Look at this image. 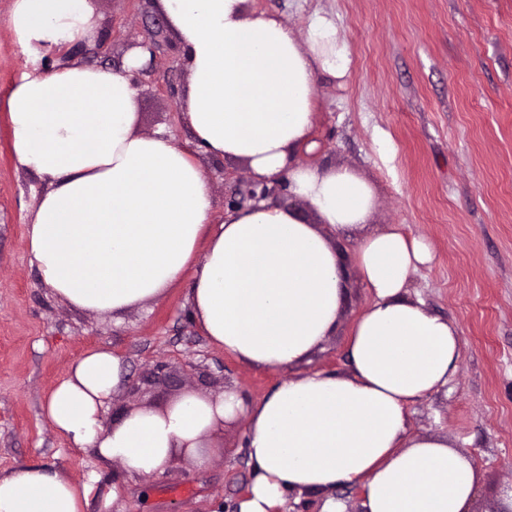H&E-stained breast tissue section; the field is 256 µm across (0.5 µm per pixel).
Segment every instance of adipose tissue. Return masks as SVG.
<instances>
[{
  "instance_id": "ef3b65f1",
  "label": "adipose tissue",
  "mask_w": 512,
  "mask_h": 512,
  "mask_svg": "<svg viewBox=\"0 0 512 512\" xmlns=\"http://www.w3.org/2000/svg\"><path fill=\"white\" fill-rule=\"evenodd\" d=\"M246 0H157L188 73L181 118L194 150L244 162L255 179L285 180L316 215L265 201L213 222L210 181L193 152L163 131H136L139 48L112 71L49 53L92 43L95 0H13L9 25L34 68L7 98L16 160L45 189L27 239L42 281L71 306L119 315L184 284L209 343L242 362L295 366L335 333L344 304L341 239L355 236V270L372 295L350 341V370L295 375L249 403L233 389L187 391L162 411L140 406L118 422L105 407L122 360L99 347L74 360L43 412L73 447L93 449L128 478L164 472L180 453L211 460L225 421L246 416L253 464L239 512H280L288 493L344 512L338 487L359 483L364 512H467L478 472L445 438L408 430L407 406L458 369L448 320L408 297L430 262L426 242L398 228L372 231V184L346 167L300 164L318 82L352 65L332 14L314 11L303 35ZM19 463L0 473V512H86L100 482Z\"/></svg>"
}]
</instances>
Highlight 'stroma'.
Wrapping results in <instances>:
<instances>
[{
	"instance_id": "stroma-1",
	"label": "stroma",
	"mask_w": 512,
	"mask_h": 512,
	"mask_svg": "<svg viewBox=\"0 0 512 512\" xmlns=\"http://www.w3.org/2000/svg\"><path fill=\"white\" fill-rule=\"evenodd\" d=\"M12 3L0 0V472L22 461L79 482L102 471L103 485L121 486L117 512H235L252 477L245 418L225 422L222 450L205 469L178 454L165 473L131 480L58 435L43 414L46 395L73 360L106 347L123 362L108 420L131 407L165 409L188 390L232 388L255 402L295 373L347 371L351 333L371 295L349 271L336 333L308 361L280 370L250 367L213 347L187 320L182 286L116 318L56 297L26 238L42 184L17 164L8 124V93L31 69L14 44ZM96 7V43L73 47L68 59L117 70L132 49L155 42L134 75L137 128L163 129L186 144L187 70L155 0H96ZM247 7L282 18L299 35L323 10L349 40L350 74L341 84L319 82L316 148L296 160L354 170L376 191L371 229L396 226L430 243L433 260L413 275L409 295L453 324L460 360L447 387L408 406L409 429L470 455L478 469L471 508L493 512L512 485V0H248ZM198 160L223 216L242 200L249 169L205 154ZM159 361L169 365L166 380L147 382Z\"/></svg>"
}]
</instances>
